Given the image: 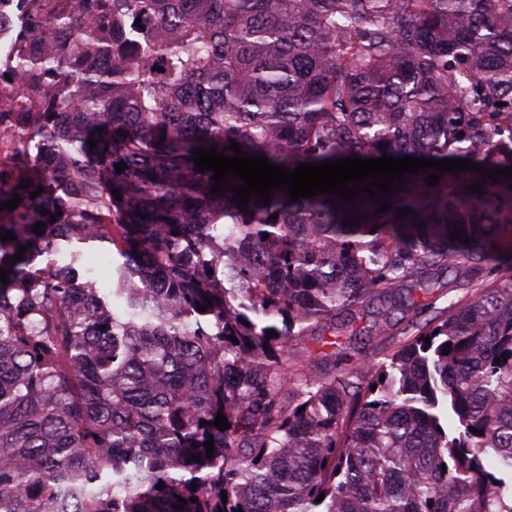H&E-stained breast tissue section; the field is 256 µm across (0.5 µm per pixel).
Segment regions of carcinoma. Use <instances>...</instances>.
<instances>
[{"label":"carcinoma","mask_w":512,"mask_h":512,"mask_svg":"<svg viewBox=\"0 0 512 512\" xmlns=\"http://www.w3.org/2000/svg\"><path fill=\"white\" fill-rule=\"evenodd\" d=\"M34 8L49 25L3 97L37 126L21 158L52 166L0 224V512H512V177L477 195L480 174L430 187L429 169L377 202L283 189L242 209L192 161L235 141L292 170L512 167V0ZM449 269L465 295L439 307ZM384 335L381 361L290 359Z\"/></svg>","instance_id":"1"}]
</instances>
